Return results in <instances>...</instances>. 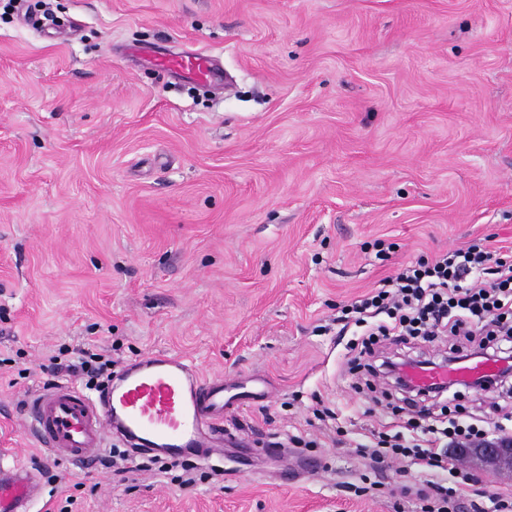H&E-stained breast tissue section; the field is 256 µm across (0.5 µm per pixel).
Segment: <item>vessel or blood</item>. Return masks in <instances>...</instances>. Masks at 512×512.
Instances as JSON below:
<instances>
[{"mask_svg":"<svg viewBox=\"0 0 512 512\" xmlns=\"http://www.w3.org/2000/svg\"><path fill=\"white\" fill-rule=\"evenodd\" d=\"M176 76L223 85L222 71L200 53L160 60ZM490 361L463 360L433 371L410 370L416 385L468 381L490 374ZM266 387L231 377L199 376L186 359L151 352L126 367L104 398L93 399L74 384L61 383L27 401L26 430L53 457L84 465L101 455L109 435H119L151 453L205 459L224 441V416L240 400L261 401ZM40 494V484L27 467L0 471V512H26Z\"/></svg>","mask_w":512,"mask_h":512,"instance_id":"b4317fda","label":"vessel or blood"}]
</instances>
